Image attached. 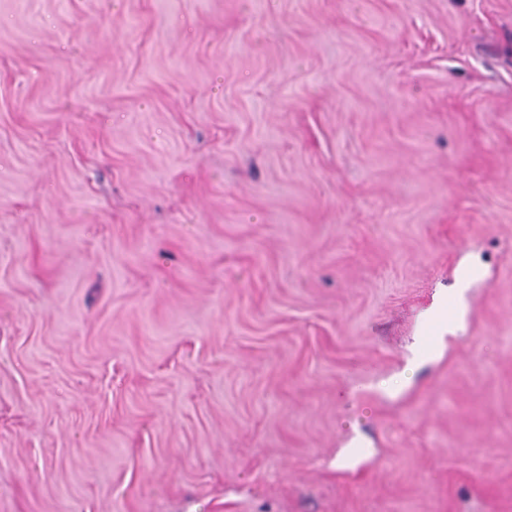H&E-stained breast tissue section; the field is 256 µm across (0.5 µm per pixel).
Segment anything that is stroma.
I'll return each mask as SVG.
<instances>
[{
  "mask_svg": "<svg viewBox=\"0 0 512 512\" xmlns=\"http://www.w3.org/2000/svg\"><path fill=\"white\" fill-rule=\"evenodd\" d=\"M0 512H512V0H0ZM446 301L436 304L427 316V324L422 328L419 339L417 341L418 351L408 361L405 374L406 379L412 378L426 363L425 358L420 354L423 349H430V346L436 345L443 340L448 332L455 329L458 325V318L450 323L448 316V307L445 306ZM438 335V336H437Z\"/></svg>",
  "mask_w": 512,
  "mask_h": 512,
  "instance_id": "1",
  "label": "stroma"
}]
</instances>
